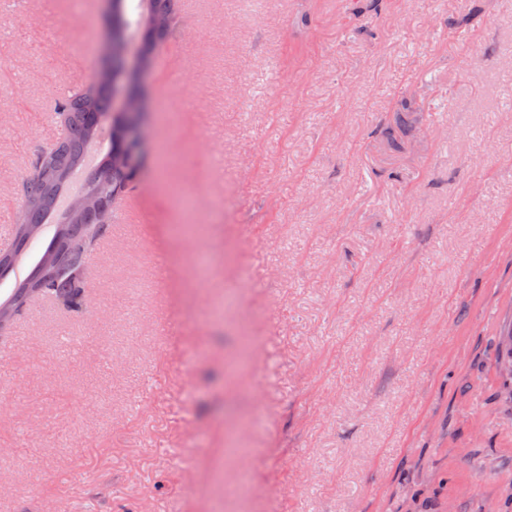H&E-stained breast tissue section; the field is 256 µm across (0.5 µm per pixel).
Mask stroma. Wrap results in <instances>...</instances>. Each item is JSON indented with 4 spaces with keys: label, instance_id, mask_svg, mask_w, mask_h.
<instances>
[{
    "label": "stroma",
    "instance_id": "obj_1",
    "mask_svg": "<svg viewBox=\"0 0 512 512\" xmlns=\"http://www.w3.org/2000/svg\"><path fill=\"white\" fill-rule=\"evenodd\" d=\"M108 9L0 0V248ZM149 84L90 308L0 333V512H512V0H182ZM393 122L384 130L386 138L394 145L398 144V133L416 128L422 120L424 107L417 95L403 97L393 111Z\"/></svg>",
    "mask_w": 512,
    "mask_h": 512
}]
</instances>
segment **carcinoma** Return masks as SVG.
I'll return each mask as SVG.
<instances>
[{
    "label": "carcinoma",
    "instance_id": "obj_1",
    "mask_svg": "<svg viewBox=\"0 0 512 512\" xmlns=\"http://www.w3.org/2000/svg\"><path fill=\"white\" fill-rule=\"evenodd\" d=\"M181 0H138L136 16L130 17L126 0H112V25L105 53L112 56V40H121L128 31L137 33L138 48L144 66L152 67L156 51L171 38ZM65 118L64 134L54 146L38 157L36 166L22 181L24 213L13 225V240L0 249V281L7 279L28 253L46 224L55 223V233L40 259L27 277L15 282L11 295L0 302V330L13 321L15 312L34 295L56 294L54 285L68 284V276L76 267L84 266L87 247L98 240L96 212L101 198L111 192L105 174L113 161L124 164V189L142 180L140 164L145 160L133 142L111 144L101 154L99 167L104 170L87 184L84 208L68 215L59 211L61 197L70 186L73 172L82 168L88 146L98 141L103 123L112 111V87L105 72L66 96L59 104ZM424 112L416 95L402 98L394 110L393 122L384 130L386 138L398 144V134L417 127Z\"/></svg>",
    "mask_w": 512,
    "mask_h": 512
}]
</instances>
